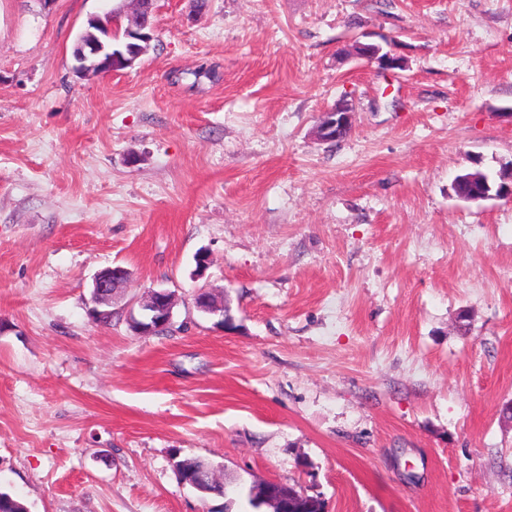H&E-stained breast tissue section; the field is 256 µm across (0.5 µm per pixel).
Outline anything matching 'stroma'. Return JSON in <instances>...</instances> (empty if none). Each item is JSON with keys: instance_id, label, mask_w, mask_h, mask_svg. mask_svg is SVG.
Listing matches in <instances>:
<instances>
[{"instance_id": "35a3bbf8", "label": "stroma", "mask_w": 512, "mask_h": 512, "mask_svg": "<svg viewBox=\"0 0 512 512\" xmlns=\"http://www.w3.org/2000/svg\"><path fill=\"white\" fill-rule=\"evenodd\" d=\"M119 5L0 0V492L248 512L270 478L325 512H512V199L452 190L512 167V0H156L135 65L81 76ZM158 288L170 333L131 332ZM184 458L235 493L201 499ZM356 53L362 57L376 59L383 70L400 69L402 67L401 58L392 55L390 52L380 54V48L372 44H356ZM353 112L348 105L337 104L329 112H325L323 121L318 127L320 138L325 141H339L352 129ZM128 277V270L121 266L101 270L93 280L92 301L95 307L92 312L100 311L98 307L107 303V297L112 295V288L120 286Z\"/></svg>"}]
</instances>
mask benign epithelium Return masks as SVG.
Instances as JSON below:
<instances>
[{"label":"benign epithelium","instance_id":"obj_1","mask_svg":"<svg viewBox=\"0 0 512 512\" xmlns=\"http://www.w3.org/2000/svg\"><path fill=\"white\" fill-rule=\"evenodd\" d=\"M89 31L80 36L73 48V57L77 62L76 71L83 76L107 74L121 68L134 65L154 40V25L138 18L129 19V12L114 11L109 15L89 19ZM125 29L126 42L116 47L111 39L117 36V31ZM356 53L377 60L384 70L402 67L401 58L390 53L380 54V48L372 44H356ZM352 129V110L344 104L325 113L318 127L320 138L325 141H339ZM473 191L466 197L468 202H480L493 197L512 198V167L499 173V182L491 186L488 179L481 173L469 177ZM129 277L127 269L121 266L108 267L101 270L93 280L92 301L99 307L107 303V297L112 295V289L120 286ZM176 296L166 289L152 290L147 299L139 301V313L129 311L127 323L137 334L152 335L166 331L173 319V308ZM194 306L207 313L224 312L217 307L211 293L201 288L193 295ZM284 486L277 480H263L253 485V494L260 495L259 504L270 508V512H288L295 502L308 498L302 490L288 486V496H282L276 489Z\"/></svg>","mask_w":512,"mask_h":512}]
</instances>
